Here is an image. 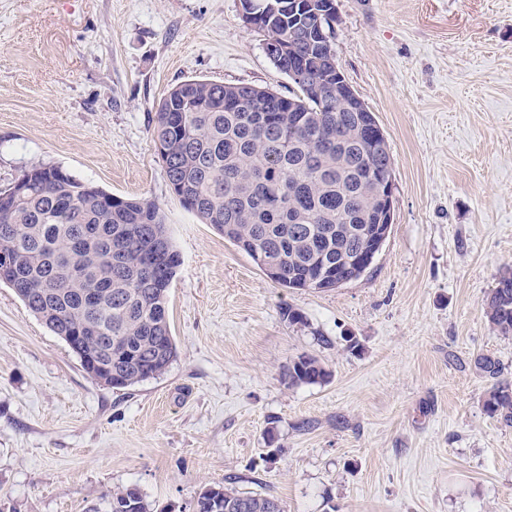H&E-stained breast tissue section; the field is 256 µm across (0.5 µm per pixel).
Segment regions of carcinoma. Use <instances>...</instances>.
<instances>
[{
  "mask_svg": "<svg viewBox=\"0 0 512 512\" xmlns=\"http://www.w3.org/2000/svg\"><path fill=\"white\" fill-rule=\"evenodd\" d=\"M305 10L267 14L266 31L291 42L292 63L336 86L334 48L317 38L306 12L326 0H303ZM253 93L256 104L233 109L229 95ZM374 113L356 114L304 88L283 96L247 85L191 79L173 87L157 108L153 139L170 189L182 204L250 258L274 265L269 278L284 288H334L361 268L348 261L369 255L376 192L370 167L386 154L365 148ZM29 194L19 206L0 207V248L16 254L5 284L27 312L57 336L94 331L89 345L71 348L93 380L127 388L163 375L177 356L167 314L169 288L181 257L160 207L146 199L116 198L60 166L38 163L21 176ZM485 314L501 336L512 335V267L488 294ZM475 366L489 381L483 407L512 427V382L498 360L481 355ZM288 384L323 383L329 371L311 356L288 368ZM110 512H148L140 489L112 492ZM195 512H282L272 497L208 487Z\"/></svg>",
  "mask_w": 512,
  "mask_h": 512,
  "instance_id": "obj_1",
  "label": "carcinoma"
}]
</instances>
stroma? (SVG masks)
Instances as JSON below:
<instances>
[{"label":"stroma","mask_w":512,"mask_h":512,"mask_svg":"<svg viewBox=\"0 0 512 512\" xmlns=\"http://www.w3.org/2000/svg\"><path fill=\"white\" fill-rule=\"evenodd\" d=\"M336 7L395 200L371 267L321 291L275 284L185 209L153 141L183 81L296 92L242 0H0V187L46 163L155 201L182 259L177 356L129 388L92 380L0 285V512H108L130 485L149 512H193L211 486L283 512H512V428L474 367L491 355L512 381V336L484 314L512 266V0ZM304 355L329 382L289 384Z\"/></svg>","instance_id":"stroma-1"}]
</instances>
